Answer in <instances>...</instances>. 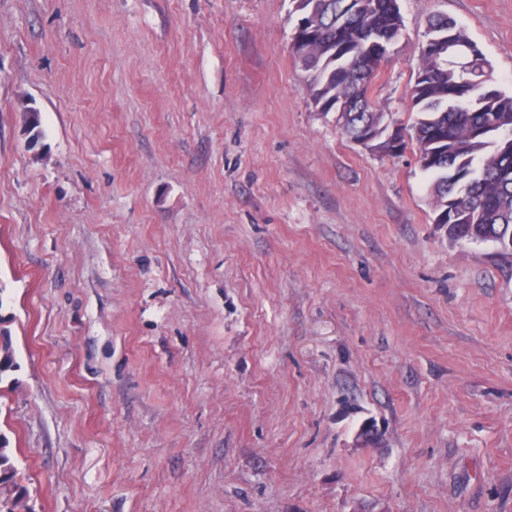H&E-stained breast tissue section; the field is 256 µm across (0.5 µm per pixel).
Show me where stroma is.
<instances>
[{"label":"stroma","instance_id":"1","mask_svg":"<svg viewBox=\"0 0 512 512\" xmlns=\"http://www.w3.org/2000/svg\"><path fill=\"white\" fill-rule=\"evenodd\" d=\"M398 3L394 126L437 13L512 94V0ZM292 8L0 0V433L34 512H512V256L439 230L414 142L317 111Z\"/></svg>","mask_w":512,"mask_h":512}]
</instances>
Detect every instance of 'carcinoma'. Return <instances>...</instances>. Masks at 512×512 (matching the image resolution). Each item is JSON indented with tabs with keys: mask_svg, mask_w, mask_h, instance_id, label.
<instances>
[{
	"mask_svg": "<svg viewBox=\"0 0 512 512\" xmlns=\"http://www.w3.org/2000/svg\"><path fill=\"white\" fill-rule=\"evenodd\" d=\"M300 15L295 53L307 73L315 108L334 112L343 135L354 141L363 130L391 120L373 97L372 86L388 46L401 34L398 0H292ZM421 64L412 87L419 117L411 126L417 149H443L426 171L433 176L432 204L442 224L470 221L464 240L493 242L512 255V95L492 86L482 51L455 19L429 20ZM14 365L11 344L0 336V374ZM0 437V512H22L26 491Z\"/></svg>",
	"mask_w": 512,
	"mask_h": 512,
	"instance_id": "cac0c4a2",
	"label": "carcinoma"
}]
</instances>
